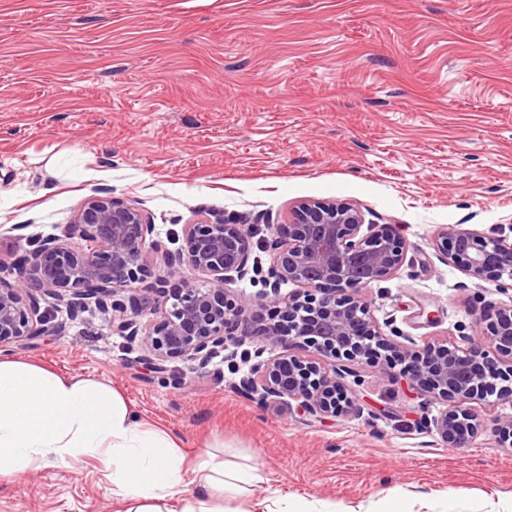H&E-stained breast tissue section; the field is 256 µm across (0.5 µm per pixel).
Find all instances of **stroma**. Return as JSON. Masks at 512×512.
<instances>
[{
	"mask_svg": "<svg viewBox=\"0 0 512 512\" xmlns=\"http://www.w3.org/2000/svg\"><path fill=\"white\" fill-rule=\"evenodd\" d=\"M0 261L60 234L102 190L136 204L162 244L200 211L276 225L302 200L357 206L406 262L367 290L382 335L484 338L496 281L448 263L457 227L512 237V0H0ZM17 359L118 389L188 457L211 447L264 465L271 489L326 512H512V402L449 448L423 419L441 403L356 364L348 412L321 419L236 389L244 361L159 372L110 334L109 312L69 319ZM98 459L0 484V512H118Z\"/></svg>",
	"mask_w": 512,
	"mask_h": 512,
	"instance_id": "obj_1",
	"label": "stroma"
}]
</instances>
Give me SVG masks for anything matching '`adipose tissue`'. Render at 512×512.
I'll list each match as a JSON object with an SVG mask.
<instances>
[{
	"instance_id": "obj_1",
	"label": "adipose tissue",
	"mask_w": 512,
	"mask_h": 512,
	"mask_svg": "<svg viewBox=\"0 0 512 512\" xmlns=\"http://www.w3.org/2000/svg\"><path fill=\"white\" fill-rule=\"evenodd\" d=\"M84 457L102 461L125 512H313L277 494L248 501L268 483L262 464L210 452L188 461L103 382L0 356V482Z\"/></svg>"
}]
</instances>
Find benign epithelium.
Returning <instances> with one entry per match:
<instances>
[{"label": "benign epithelium", "instance_id": "1", "mask_svg": "<svg viewBox=\"0 0 512 512\" xmlns=\"http://www.w3.org/2000/svg\"><path fill=\"white\" fill-rule=\"evenodd\" d=\"M364 218L348 203L302 202L280 225L239 224L220 215L184 225L175 249L151 239L154 225L133 203L102 191L83 201L63 234L30 238L31 249L12 263L11 279L0 262V348L38 336L51 315L40 301L66 303L75 320L90 306L111 310L110 332L140 344L142 360L155 369L177 361L204 368L213 355L256 343L254 362L239 388L261 403L292 400L297 410L334 417L352 405L344 380L360 361L383 366L408 389L428 393L445 408L429 419L441 441L466 448L481 433L472 404L491 395L512 402V303L489 304L488 343L460 341L405 344L381 334L364 292L403 265V241L389 231L362 233ZM267 233L272 263L263 270L251 258L250 239ZM90 243L76 248L74 236ZM163 252L174 272L187 265L206 284L160 285L143 294L133 285L146 276L145 247ZM449 262L476 279L492 273L512 282V241L469 229L445 231L435 239ZM267 287L262 297L279 298L280 285L297 286L279 307L274 323L252 320L253 304L230 303L224 284L247 276ZM296 341L304 354L285 350L263 357L268 346Z\"/></svg>", "mask_w": 512, "mask_h": 512}]
</instances>
